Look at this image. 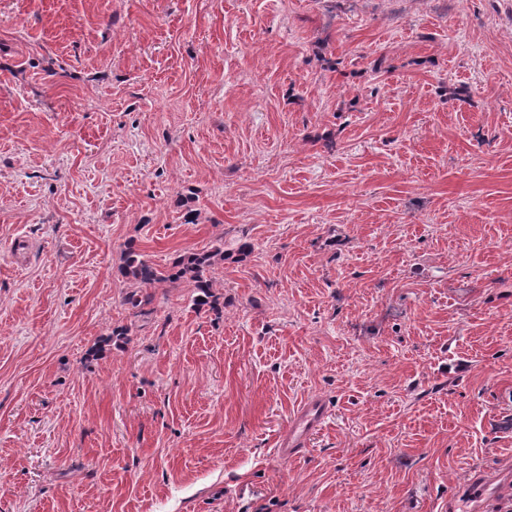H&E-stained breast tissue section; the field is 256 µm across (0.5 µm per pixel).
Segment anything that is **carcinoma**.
I'll list each match as a JSON object with an SVG mask.
<instances>
[{"mask_svg":"<svg viewBox=\"0 0 512 512\" xmlns=\"http://www.w3.org/2000/svg\"><path fill=\"white\" fill-rule=\"evenodd\" d=\"M224 260V242L220 241L209 250L187 251L169 266H158L144 259L135 249L127 250L122 273L126 277L131 291L124 297V304L133 314L140 316L145 307L152 302V296L146 289L166 284L177 288L186 283L195 288L194 299L199 309H217L219 297L214 290V281L210 272L213 266Z\"/></svg>","mask_w":512,"mask_h":512,"instance_id":"obj_1","label":"carcinoma"}]
</instances>
